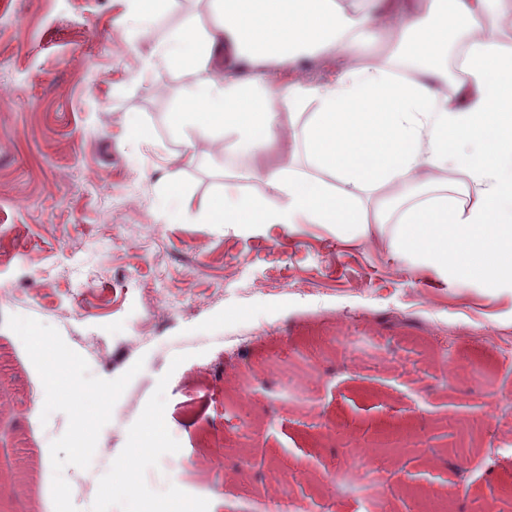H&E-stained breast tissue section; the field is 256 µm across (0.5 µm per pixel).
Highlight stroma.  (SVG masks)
<instances>
[{"instance_id": "stroma-1", "label": "stroma", "mask_w": 512, "mask_h": 512, "mask_svg": "<svg viewBox=\"0 0 512 512\" xmlns=\"http://www.w3.org/2000/svg\"><path fill=\"white\" fill-rule=\"evenodd\" d=\"M209 0L133 28L124 0H0V512H163L170 497L204 512H243L258 490L222 484L211 460L224 438L254 440L287 486L296 512H385L379 475L337 456L336 434L365 440L401 428L441 434L435 465L415 452L389 492L395 512L424 489L447 512H476L512 483V288L442 282L327 226L237 231L195 214L231 185L206 143L183 175V223L157 209L167 158L185 152L166 115L183 104L193 73L146 68L151 48L184 25H205ZM336 76L325 54L294 78ZM136 115L151 136L127 137ZM54 337L79 361L78 393L41 402L43 368L23 327ZM248 352L247 393H225V364ZM120 378L75 451L74 417ZM149 415L161 442L138 460L129 440ZM96 470L93 491L64 510L55 484ZM130 471L134 495L112 490Z\"/></svg>"}]
</instances>
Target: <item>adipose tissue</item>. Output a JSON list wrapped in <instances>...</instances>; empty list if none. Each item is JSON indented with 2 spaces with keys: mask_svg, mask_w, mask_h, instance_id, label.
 Listing matches in <instances>:
<instances>
[{
  "mask_svg": "<svg viewBox=\"0 0 512 512\" xmlns=\"http://www.w3.org/2000/svg\"><path fill=\"white\" fill-rule=\"evenodd\" d=\"M211 7L208 29L173 31L145 64L194 73L182 107L169 115L172 131L188 147L223 136L225 153L249 156L247 175L266 192L222 191L201 220L244 231L324 224L344 238L385 240L393 257L444 281L512 284V42L473 37L512 13V0H430L396 28L337 0H211ZM393 35L415 60V78L365 65L319 86L293 81L283 93L235 68L283 60L296 68L325 50L357 58ZM460 40L466 80L454 99L440 88L448 48ZM223 57L232 66L219 76L213 66ZM283 95L285 113L275 108ZM282 143L285 158L262 163ZM25 340L48 380L77 371L51 337L29 329Z\"/></svg>",
  "mask_w": 512,
  "mask_h": 512,
  "instance_id": "1",
  "label": "adipose tissue"
}]
</instances>
